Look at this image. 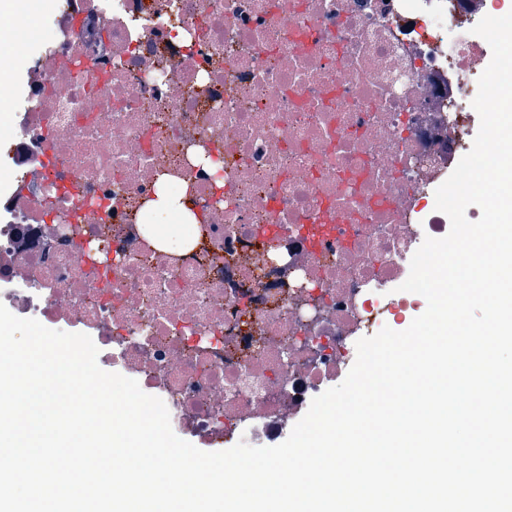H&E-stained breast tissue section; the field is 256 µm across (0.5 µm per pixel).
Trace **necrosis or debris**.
<instances>
[{
  "label": "necrosis or debris",
  "mask_w": 512,
  "mask_h": 512,
  "mask_svg": "<svg viewBox=\"0 0 512 512\" xmlns=\"http://www.w3.org/2000/svg\"><path fill=\"white\" fill-rule=\"evenodd\" d=\"M512 0H60L0 199V303L92 332L205 440L281 434L447 217L486 42ZM167 185L190 243L158 239Z\"/></svg>",
  "instance_id": "4bbe7bcc"
}]
</instances>
